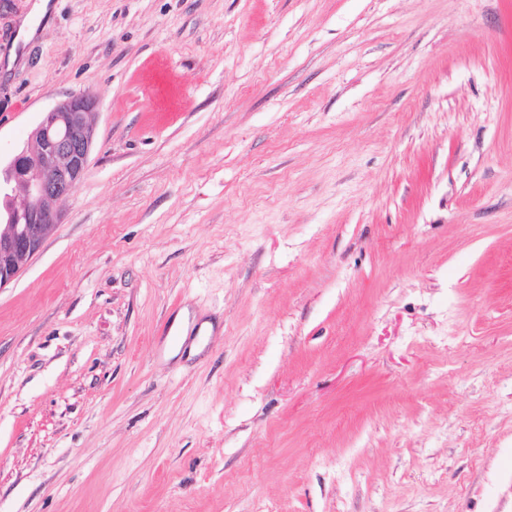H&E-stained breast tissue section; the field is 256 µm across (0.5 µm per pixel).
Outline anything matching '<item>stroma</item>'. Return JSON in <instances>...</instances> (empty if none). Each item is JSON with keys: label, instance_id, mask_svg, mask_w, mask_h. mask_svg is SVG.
Segmentation results:
<instances>
[{"label": "stroma", "instance_id": "obj_1", "mask_svg": "<svg viewBox=\"0 0 512 512\" xmlns=\"http://www.w3.org/2000/svg\"><path fill=\"white\" fill-rule=\"evenodd\" d=\"M33 3L0 166L98 117L0 289V512H512V0Z\"/></svg>", "mask_w": 512, "mask_h": 512}]
</instances>
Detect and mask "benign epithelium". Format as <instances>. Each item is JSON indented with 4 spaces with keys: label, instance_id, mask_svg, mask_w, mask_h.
Returning <instances> with one entry per match:
<instances>
[{
    "label": "benign epithelium",
    "instance_id": "1",
    "mask_svg": "<svg viewBox=\"0 0 512 512\" xmlns=\"http://www.w3.org/2000/svg\"><path fill=\"white\" fill-rule=\"evenodd\" d=\"M97 103L72 94L44 113L30 143L0 177V289L40 252L58 208L84 178L95 143Z\"/></svg>",
    "mask_w": 512,
    "mask_h": 512
}]
</instances>
